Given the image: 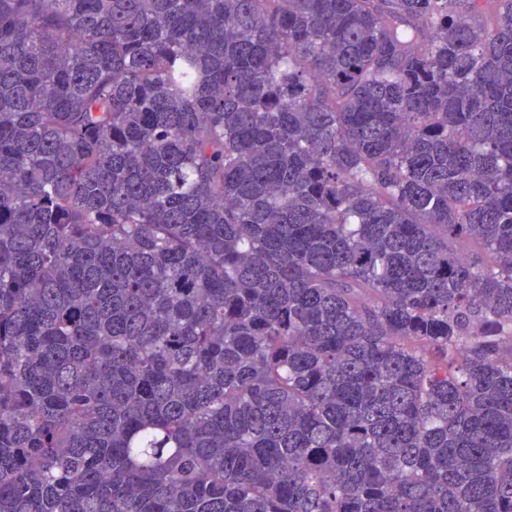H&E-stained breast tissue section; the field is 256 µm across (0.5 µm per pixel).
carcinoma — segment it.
I'll use <instances>...</instances> for the list:
<instances>
[{
  "instance_id": "cac0c4a2",
  "label": "carcinoma",
  "mask_w": 512,
  "mask_h": 512,
  "mask_svg": "<svg viewBox=\"0 0 512 512\" xmlns=\"http://www.w3.org/2000/svg\"><path fill=\"white\" fill-rule=\"evenodd\" d=\"M0 512H512V0H0Z\"/></svg>"
}]
</instances>
